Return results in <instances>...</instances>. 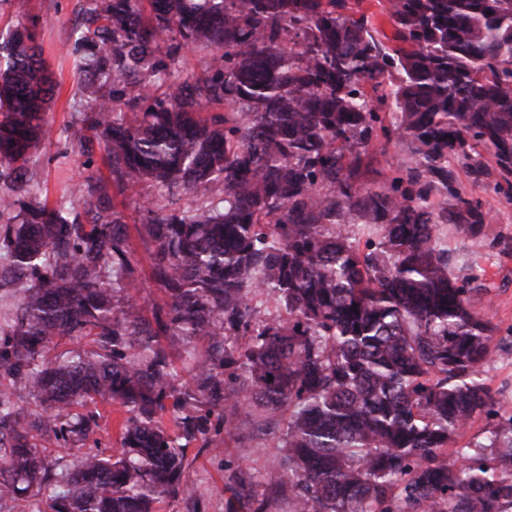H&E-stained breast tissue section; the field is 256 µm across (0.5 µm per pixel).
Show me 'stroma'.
I'll return each instance as SVG.
<instances>
[{"mask_svg": "<svg viewBox=\"0 0 512 512\" xmlns=\"http://www.w3.org/2000/svg\"><path fill=\"white\" fill-rule=\"evenodd\" d=\"M80 20L78 0H0V32H30L43 49L48 74L59 86L58 97L46 106L52 133L31 164L52 205L65 198L69 184L89 175L110 177L102 149L79 153L62 132L72 113L85 105L82 75L65 48L70 28ZM449 166L459 191L478 201L483 225L476 236L451 225L440 233L447 239L449 254L475 268L480 288L472 292V304L498 327L492 343L495 357L484 366L483 377L500 406L512 410V179L502 177L491 152L484 148L470 157L451 159ZM281 427L277 421L262 430L243 415L231 433L211 434L205 445L189 444L184 478L193 494L163 500L161 512H225L224 476L231 470L252 475L256 492L265 494L280 474L282 451L277 437Z\"/></svg>", "mask_w": 512, "mask_h": 512, "instance_id": "stroma-1", "label": "stroma"}]
</instances>
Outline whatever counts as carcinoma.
Returning a JSON list of instances; mask_svg holds the SVG:
<instances>
[{"mask_svg": "<svg viewBox=\"0 0 512 512\" xmlns=\"http://www.w3.org/2000/svg\"><path fill=\"white\" fill-rule=\"evenodd\" d=\"M360 2L89 0L68 37L87 109L63 132L112 184L55 206L29 168L53 85L31 34H0V508L154 512L192 495L191 442L285 410L283 474L261 497L230 474L225 512H512V411L482 378L497 326L439 235L483 221L450 159L484 147L512 174V0H386L391 37ZM393 133L417 159L374 184ZM146 184L150 308L109 194ZM100 404L128 413L108 454L86 447Z\"/></svg>", "mask_w": 512, "mask_h": 512, "instance_id": "carcinoma-1", "label": "carcinoma"}]
</instances>
